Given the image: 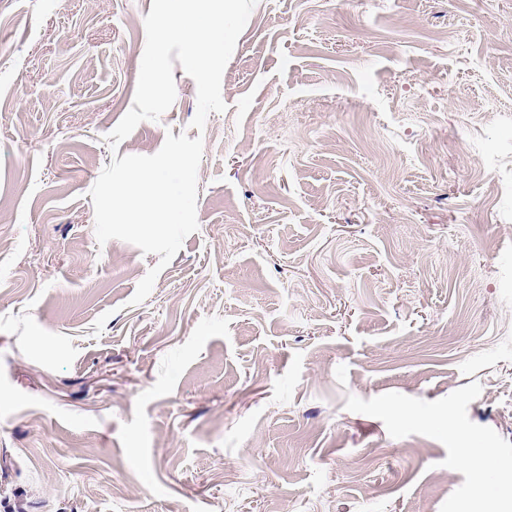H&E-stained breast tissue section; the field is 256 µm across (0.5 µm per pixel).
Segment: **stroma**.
Returning a JSON list of instances; mask_svg holds the SVG:
<instances>
[{
    "mask_svg": "<svg viewBox=\"0 0 512 512\" xmlns=\"http://www.w3.org/2000/svg\"><path fill=\"white\" fill-rule=\"evenodd\" d=\"M151 6L0 0V512H512V0H257L226 111L178 66L113 148ZM183 133L133 306L89 191Z\"/></svg>",
    "mask_w": 512,
    "mask_h": 512,
    "instance_id": "1",
    "label": "stroma"
}]
</instances>
